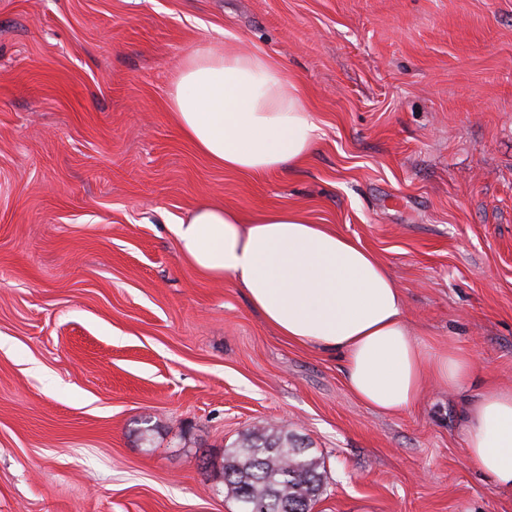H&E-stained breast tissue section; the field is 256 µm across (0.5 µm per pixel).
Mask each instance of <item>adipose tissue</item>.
Returning <instances> with one entry per match:
<instances>
[{
    "label": "adipose tissue",
    "instance_id": "adipose-tissue-1",
    "mask_svg": "<svg viewBox=\"0 0 512 512\" xmlns=\"http://www.w3.org/2000/svg\"><path fill=\"white\" fill-rule=\"evenodd\" d=\"M169 110L198 151L250 175L303 164L320 138L300 86L282 66L230 45L188 55ZM174 233L184 260L206 277L232 279L280 336L340 354L347 387L378 412L410 410L428 384L454 392L473 378L466 351L414 336L402 290L375 253L300 211L248 215L206 203ZM461 433L470 465L512 491V388L487 384L467 406Z\"/></svg>",
    "mask_w": 512,
    "mask_h": 512
}]
</instances>
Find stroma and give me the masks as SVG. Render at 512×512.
I'll return each instance as SVG.
<instances>
[{
	"mask_svg": "<svg viewBox=\"0 0 512 512\" xmlns=\"http://www.w3.org/2000/svg\"><path fill=\"white\" fill-rule=\"evenodd\" d=\"M227 43L302 85L304 166L227 170L172 122L178 64ZM203 202L359 239L471 384L364 405L181 258ZM488 383L512 387V0H0V512H239L224 450L263 426L323 461L312 512H512L463 454Z\"/></svg>",
	"mask_w": 512,
	"mask_h": 512,
	"instance_id": "35a3bbf8",
	"label": "stroma"
}]
</instances>
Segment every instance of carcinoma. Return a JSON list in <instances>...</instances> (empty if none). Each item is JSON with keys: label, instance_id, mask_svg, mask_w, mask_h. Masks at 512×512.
Masks as SVG:
<instances>
[{"label": "carcinoma", "instance_id": "1", "mask_svg": "<svg viewBox=\"0 0 512 512\" xmlns=\"http://www.w3.org/2000/svg\"><path fill=\"white\" fill-rule=\"evenodd\" d=\"M324 465L288 430L255 428L224 458V486L239 512H311L325 484Z\"/></svg>", "mask_w": 512, "mask_h": 512}]
</instances>
